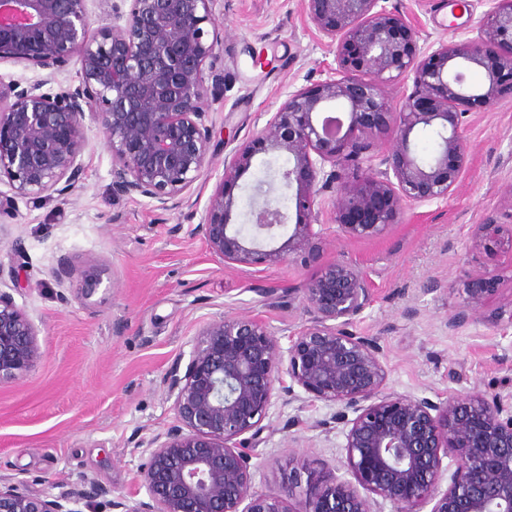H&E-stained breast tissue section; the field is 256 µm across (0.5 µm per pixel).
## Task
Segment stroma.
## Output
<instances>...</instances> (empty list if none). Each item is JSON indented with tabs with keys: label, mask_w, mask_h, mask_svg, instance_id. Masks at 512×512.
<instances>
[{
	"label": "stroma",
	"mask_w": 512,
	"mask_h": 512,
	"mask_svg": "<svg viewBox=\"0 0 512 512\" xmlns=\"http://www.w3.org/2000/svg\"><path fill=\"white\" fill-rule=\"evenodd\" d=\"M384 5L414 19L424 46L466 37L489 8L487 0H469L465 9L455 0ZM216 21L220 39L204 75H223L224 90L205 100L213 123L208 162L177 207L161 212L149 199L113 195L112 156L90 120L82 174L68 198H15L0 183V195L13 199L0 214V290L33 319L42 352L21 380L0 385V477L30 496L52 497L87 481L116 496L144 494L146 456L136 442L176 425L164 379L188 357L200 328L226 315L258 316L287 343L305 320L288 291L323 261H345L368 276L373 303L351 329L378 338L391 389L431 399L512 392V325L492 326L499 311L512 309V247L472 243L475 225L512 224V96L466 113L469 161L448 199L407 203L400 223L356 240L342 235L325 194L319 262L225 265L193 233L224 176L225 156L289 92L325 79L334 52L303 0H218ZM0 81L39 82L55 93L77 86L79 74L74 64L52 74L2 62ZM287 165L286 157L258 155L235 187L233 221L243 232L264 200L294 212L278 176ZM65 262L72 275L55 279ZM89 266L100 273L93 289L80 276ZM485 273L494 284L484 307L449 330L470 278ZM332 413L320 402L276 403L254 448V489L278 491L304 466H342V428L320 426Z\"/></svg>",
	"instance_id": "35a3bbf8"
}]
</instances>
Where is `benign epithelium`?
<instances>
[{"label":"benign epithelium","mask_w":512,"mask_h":512,"mask_svg":"<svg viewBox=\"0 0 512 512\" xmlns=\"http://www.w3.org/2000/svg\"><path fill=\"white\" fill-rule=\"evenodd\" d=\"M87 0H0V63L59 70L74 61L80 84L51 94L42 84H0V182L34 201L64 196L81 174L89 118L112 156V194L141 196L167 211L199 179L212 138L203 71L218 44L215 0H129L111 7L112 25L90 27ZM318 31L334 46L332 76L288 95L279 111L224 161L194 234L220 263L275 266L299 254L320 255L318 198L334 194L335 223L347 238H369L399 223L407 202L446 200L465 169V112L512 94V0H490L476 35L418 48L411 18L380 0H304ZM471 70L484 83L467 82ZM411 82L390 102L386 89ZM341 104L346 119L318 114ZM439 139L429 160L415 150L419 133ZM389 146L373 164L370 150ZM258 154L286 155L279 173L294 195L297 220L288 244L264 250L286 226L269 201L251 211L255 235L232 224L233 189ZM330 170H325V165ZM478 224L473 245L499 232ZM305 323L282 349L258 317L225 316L203 326L185 366L170 371L168 399L178 424L137 444L147 499L120 495L93 481L51 499L34 498L0 479V512H83L104 499L111 512H375L373 496L395 512H512V398L453 394L433 401L388 388L381 346L350 330L371 303L357 266L335 261L296 289ZM488 288L465 289L454 330L481 311ZM38 329L13 296L0 290V384L41 358ZM300 387L310 402L337 407L346 426L345 467L352 479L322 468L269 494L252 486V447L272 406ZM356 416L348 418L347 410ZM452 457L448 487L443 458Z\"/></svg>","instance_id":"1"}]
</instances>
